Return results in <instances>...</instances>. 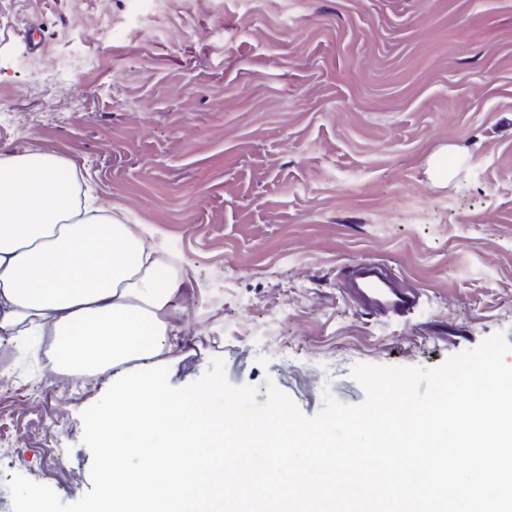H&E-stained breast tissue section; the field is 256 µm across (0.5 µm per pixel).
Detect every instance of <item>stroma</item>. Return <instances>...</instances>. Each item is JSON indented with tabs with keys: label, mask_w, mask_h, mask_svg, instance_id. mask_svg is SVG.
Instances as JSON below:
<instances>
[{
	"label": "stroma",
	"mask_w": 512,
	"mask_h": 512,
	"mask_svg": "<svg viewBox=\"0 0 512 512\" xmlns=\"http://www.w3.org/2000/svg\"><path fill=\"white\" fill-rule=\"evenodd\" d=\"M32 148L194 272L173 386L218 357L312 416L327 389L363 401L356 365L512 343V0H0V155ZM358 262L419 292L414 312L361 310L340 278ZM118 376L74 395L0 341V512L17 474L66 503L90 489L81 413Z\"/></svg>",
	"instance_id": "1"
}]
</instances>
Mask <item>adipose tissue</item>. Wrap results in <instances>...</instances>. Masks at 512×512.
<instances>
[{
	"mask_svg": "<svg viewBox=\"0 0 512 512\" xmlns=\"http://www.w3.org/2000/svg\"><path fill=\"white\" fill-rule=\"evenodd\" d=\"M78 185L56 154L0 157V335L49 341L62 375L159 368L193 275L164 269L150 230Z\"/></svg>",
	"mask_w": 512,
	"mask_h": 512,
	"instance_id": "adipose-tissue-1",
	"label": "adipose tissue"
}]
</instances>
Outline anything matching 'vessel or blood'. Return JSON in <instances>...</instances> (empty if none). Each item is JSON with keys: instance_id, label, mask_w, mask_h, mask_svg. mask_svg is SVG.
I'll return each mask as SVG.
<instances>
[{"instance_id": "vessel-or-blood-1", "label": "vessel or blood", "mask_w": 512, "mask_h": 512, "mask_svg": "<svg viewBox=\"0 0 512 512\" xmlns=\"http://www.w3.org/2000/svg\"><path fill=\"white\" fill-rule=\"evenodd\" d=\"M344 282L349 295L368 313L404 315L410 313L416 304L415 298L395 291L381 270L371 263L349 265Z\"/></svg>"}]
</instances>
